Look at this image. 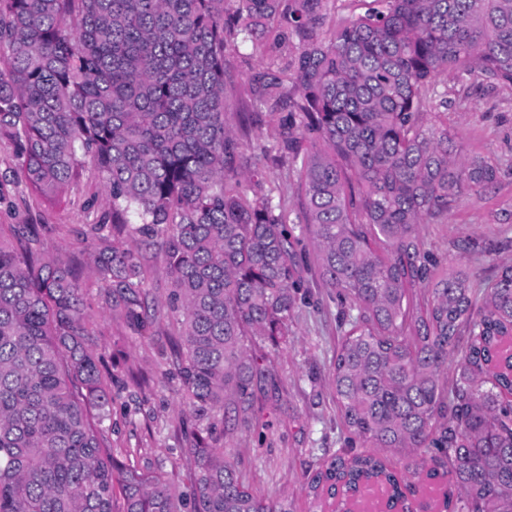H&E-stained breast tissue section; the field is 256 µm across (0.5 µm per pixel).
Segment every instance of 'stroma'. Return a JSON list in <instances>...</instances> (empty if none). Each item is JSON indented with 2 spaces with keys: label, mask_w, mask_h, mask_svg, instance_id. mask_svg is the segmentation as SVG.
Wrapping results in <instances>:
<instances>
[{
  "label": "stroma",
  "mask_w": 512,
  "mask_h": 512,
  "mask_svg": "<svg viewBox=\"0 0 512 512\" xmlns=\"http://www.w3.org/2000/svg\"><path fill=\"white\" fill-rule=\"evenodd\" d=\"M277 57V51L249 43L224 53L226 117L239 139L238 165L249 177V189L283 195L287 224L303 255L285 342L275 347L258 337L251 343L266 376L255 389L252 422L236 432L234 445L240 450L242 476L256 493L288 500L293 512H331L308 484L347 446L332 382L343 330L337 301L320 279L297 219L296 178L279 153L282 115L251 100L254 75ZM437 90L446 99L440 119L462 155L494 158L501 176L482 194L462 197L447 216L421 225V237L440 266L463 269L473 283H486L512 262V223L499 221L503 210H512V85L493 84L478 74L461 79L451 71L438 78ZM111 220L107 191L98 178L83 174L63 201L45 202L27 189L12 143L0 138V224L39 225L44 257L62 256L83 270L95 350L112 395L108 444L120 461L162 470L183 489L193 467L185 451L186 432L209 431L211 444L220 447L224 431L190 414L181 385L169 373L172 348L166 336L152 341L136 336L113 317L104 283L88 272L98 239L87 227Z\"/></svg>",
  "instance_id": "stroma-1"
}]
</instances>
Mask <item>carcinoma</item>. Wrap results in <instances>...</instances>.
I'll list each match as a JSON object with an SVG mask.
<instances>
[{"instance_id": "obj_1", "label": "carcinoma", "mask_w": 512, "mask_h": 512, "mask_svg": "<svg viewBox=\"0 0 512 512\" xmlns=\"http://www.w3.org/2000/svg\"><path fill=\"white\" fill-rule=\"evenodd\" d=\"M328 25L324 0H0V137L49 200L92 164L112 208L92 273L112 314L142 337L167 327L192 413L221 418L224 447L197 434L181 491L160 470L118 461L80 275L38 256L34 224L0 232V512H292L255 493L232 438L264 375L248 342L288 335L298 257L282 202L251 198L225 118L224 51L288 43L293 72L254 79L283 103L282 149L319 275L351 312L333 384L363 451L338 454L310 488L347 496L407 474L446 485L441 512H512V265L490 284L437 270L420 225L497 183L424 123L450 70L512 84V0H372ZM166 260L165 310L135 241ZM458 374L448 376V358Z\"/></svg>"}]
</instances>
